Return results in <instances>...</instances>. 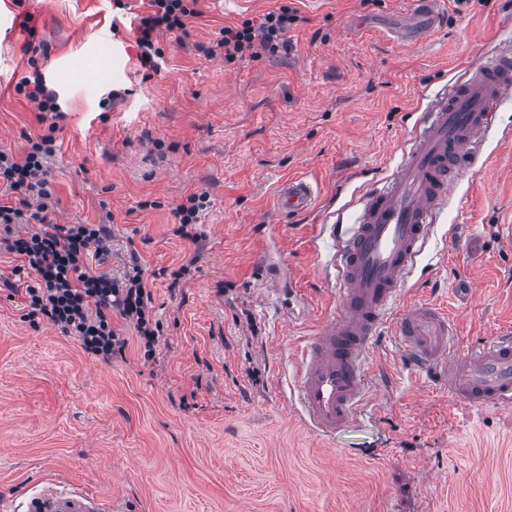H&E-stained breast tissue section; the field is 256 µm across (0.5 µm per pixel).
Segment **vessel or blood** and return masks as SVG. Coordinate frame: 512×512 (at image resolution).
I'll list each match as a JSON object with an SVG mask.
<instances>
[{
    "label": "vessel or blood",
    "instance_id": "b4317fda",
    "mask_svg": "<svg viewBox=\"0 0 512 512\" xmlns=\"http://www.w3.org/2000/svg\"><path fill=\"white\" fill-rule=\"evenodd\" d=\"M510 92L512 51L464 69L431 101L383 186L367 192L354 222L338 229V304L301 346L289 381L302 418L318 435H335L361 413L368 360L390 322L409 366L447 377L449 393L467 401L512 407V336H493L462 351L458 327L445 311L428 303L397 307L465 159ZM313 202L311 185L291 179L282 184L274 210L285 218ZM9 509L112 512V503L76 486L51 484Z\"/></svg>",
    "mask_w": 512,
    "mask_h": 512
}]
</instances>
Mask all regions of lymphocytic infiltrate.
Segmentation results:
<instances>
[{
	"mask_svg": "<svg viewBox=\"0 0 512 512\" xmlns=\"http://www.w3.org/2000/svg\"><path fill=\"white\" fill-rule=\"evenodd\" d=\"M140 16L136 45L142 67L157 68L164 52L157 45L160 33L183 31L197 11L192 0H147ZM296 9L281 6L265 15L260 25L246 20L228 27L222 38L207 47L211 57L231 62L242 56L276 53L282 36L299 22ZM57 124L47 133L29 139L22 155L0 150V186L21 196L18 206L0 204V227L9 252L21 259L15 276L25 282L28 318L50 321L81 348L102 360L124 357L127 338L120 336L112 319L133 326L143 350L151 359L163 334L152 314L151 292L144 279L138 253H131L122 277L90 267L89 257L106 259L112 253V229L106 224H59L53 218V193L46 160L57 148ZM37 223L38 231L19 234L17 224Z\"/></svg>",
	"mask_w": 512,
	"mask_h": 512,
	"instance_id": "obj_1",
	"label": "lymphocytic infiltrate"
}]
</instances>
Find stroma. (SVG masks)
<instances>
[{
  "label": "stroma",
  "instance_id": "35a3bbf8",
  "mask_svg": "<svg viewBox=\"0 0 512 512\" xmlns=\"http://www.w3.org/2000/svg\"><path fill=\"white\" fill-rule=\"evenodd\" d=\"M408 2L198 0L148 74L135 44L146 0H0V149L22 154L47 132L15 91L42 73L62 113L55 219L112 225L105 270L121 275L137 251L163 324L147 360L114 319L129 344L105 362L26 319L24 290L0 288V506L65 481L114 512H512V409L408 370L393 327L353 425L319 436L289 399L297 348L336 307L327 225L352 223L463 65L512 47V0H441L440 26L393 41ZM283 5L301 20L276 55L202 53ZM297 177L320 206L278 223L274 193ZM202 191L196 238L177 234L176 205ZM269 263L289 286L271 288ZM416 302L446 309L464 348L512 333V94L411 274L401 303Z\"/></svg>",
  "mask_w": 512,
  "mask_h": 512
}]
</instances>
